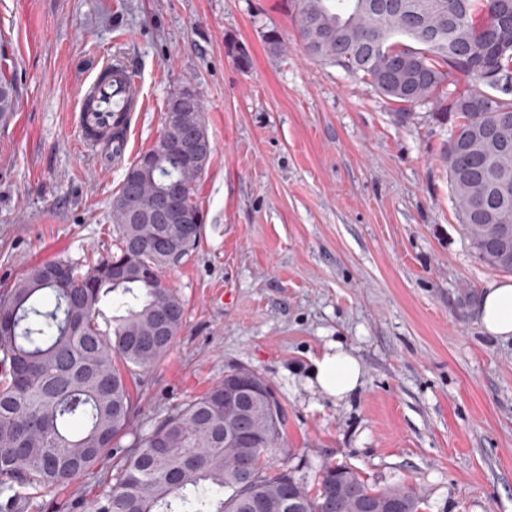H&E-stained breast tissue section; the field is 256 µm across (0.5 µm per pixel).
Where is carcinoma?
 <instances>
[{"instance_id": "carcinoma-1", "label": "carcinoma", "mask_w": 512, "mask_h": 512, "mask_svg": "<svg viewBox=\"0 0 512 512\" xmlns=\"http://www.w3.org/2000/svg\"><path fill=\"white\" fill-rule=\"evenodd\" d=\"M295 24L306 52L359 75L403 106L428 101L451 72L473 89L456 97L458 122L445 163L456 212L471 248L487 265L512 272V99L487 91L489 76L512 81V0H297ZM15 79L0 76V115L16 110ZM188 139L203 114L199 95L173 100ZM496 126L498 140L483 136ZM158 140L128 167L112 200L116 251L81 270L66 259L35 267L0 295V494L51 491L113 459L97 512H360L365 502L399 501L425 512L427 501L399 483L378 489L344 465L323 467L315 490L288 472L266 473L268 452L286 417L256 373L235 370L181 405L151 431L133 428L131 387L169 351L184 305L160 269L199 238L183 224H136L130 207L150 205L178 182L190 204L205 170L198 160ZM124 310L106 315V297ZM169 335L158 336L159 318ZM247 374L259 396L249 411L224 403V388ZM249 429L245 443L224 442V429ZM130 437L123 446L121 440ZM292 483V501L281 482Z\"/></svg>"}]
</instances>
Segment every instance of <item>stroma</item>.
I'll list each match as a JSON object with an SVG mask.
<instances>
[{
	"instance_id": "35a3bbf8",
	"label": "stroma",
	"mask_w": 512,
	"mask_h": 512,
	"mask_svg": "<svg viewBox=\"0 0 512 512\" xmlns=\"http://www.w3.org/2000/svg\"><path fill=\"white\" fill-rule=\"evenodd\" d=\"M294 0H0V72L17 110L0 123V294L56 258L112 251V198L190 87L212 142L193 186L198 246L163 268L183 326L138 389L143 430L239 368L287 410L270 474L316 485L345 465L378 488L408 484L427 512H512V341L487 336L484 290L505 279L471 249L444 155L454 74L410 119L366 79L303 49ZM275 29L284 48L271 52ZM142 78L128 154L83 152L73 111L104 59ZM339 342L361 387L335 401L308 382ZM103 461L0 512H95Z\"/></svg>"
}]
</instances>
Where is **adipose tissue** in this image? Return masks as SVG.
Masks as SVG:
<instances>
[{
    "mask_svg": "<svg viewBox=\"0 0 512 512\" xmlns=\"http://www.w3.org/2000/svg\"><path fill=\"white\" fill-rule=\"evenodd\" d=\"M479 315L484 330L490 336L505 340L512 338V279L488 286ZM310 381L328 397L340 401L360 387L362 367L342 344L332 343L315 359Z\"/></svg>",
    "mask_w": 512,
    "mask_h": 512,
    "instance_id": "1",
    "label": "adipose tissue"
}]
</instances>
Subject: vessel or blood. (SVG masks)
I'll use <instances>...</instances> for the list:
<instances>
[{"mask_svg": "<svg viewBox=\"0 0 512 512\" xmlns=\"http://www.w3.org/2000/svg\"><path fill=\"white\" fill-rule=\"evenodd\" d=\"M140 91V77L133 67L113 60L104 63L77 99L74 127L81 146L95 150L107 143L115 155H124L127 140L114 142L110 135L113 127L128 120L130 114L114 111L113 100L120 94L134 105L139 101Z\"/></svg>", "mask_w": 512, "mask_h": 512, "instance_id": "1", "label": "vessel or blood"}]
</instances>
